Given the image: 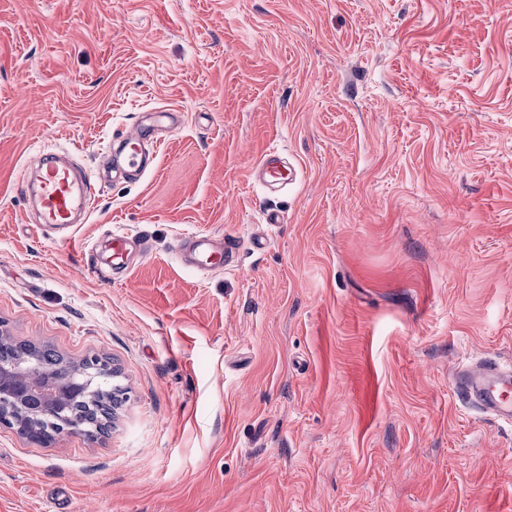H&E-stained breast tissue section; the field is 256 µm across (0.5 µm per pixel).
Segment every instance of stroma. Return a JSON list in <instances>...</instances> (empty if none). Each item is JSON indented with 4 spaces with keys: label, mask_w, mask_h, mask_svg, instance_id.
I'll return each instance as SVG.
<instances>
[{
    "label": "stroma",
    "mask_w": 512,
    "mask_h": 512,
    "mask_svg": "<svg viewBox=\"0 0 512 512\" xmlns=\"http://www.w3.org/2000/svg\"><path fill=\"white\" fill-rule=\"evenodd\" d=\"M159 111L155 168L97 179ZM47 151L87 222L37 228ZM0 331L128 391L93 440L0 426V512H512V428L452 393L512 363V0H0ZM279 154L275 147L269 148L258 165V175L266 184H280L288 180V173L279 164ZM148 240L141 235L132 234L128 231L113 230L109 240L108 263L112 267V273H124L134 259V250L140 258L147 252ZM237 238H214L206 233H194L178 240L176 254L198 270L226 269L239 259ZM188 255L192 258L188 259Z\"/></svg>",
    "instance_id": "stroma-1"
}]
</instances>
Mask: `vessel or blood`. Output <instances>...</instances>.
<instances>
[{"instance_id": "b4317fda", "label": "vessel or blood", "mask_w": 512, "mask_h": 512, "mask_svg": "<svg viewBox=\"0 0 512 512\" xmlns=\"http://www.w3.org/2000/svg\"><path fill=\"white\" fill-rule=\"evenodd\" d=\"M166 113L156 115L155 124L135 125L120 138V152L125 167L142 172L155 162L148 155L146 146L155 141L158 124L164 123ZM260 179L269 185L287 180L288 174L279 164V152L269 148L258 168ZM39 204V217L45 226L73 224L76 213L90 212L92 183L90 176L81 169L62 163L57 154L42 153L34 181L28 182ZM108 263L113 273L125 272L134 256L145 255L147 240L144 236L116 230L108 244ZM240 242L233 237L214 238L206 233L181 237L176 246L178 256L188 259L190 266L210 271L225 269L239 259ZM453 394L463 405H473L497 420L512 424V368L503 367L497 360L488 358L479 363L461 359L453 379Z\"/></svg>"}]
</instances>
